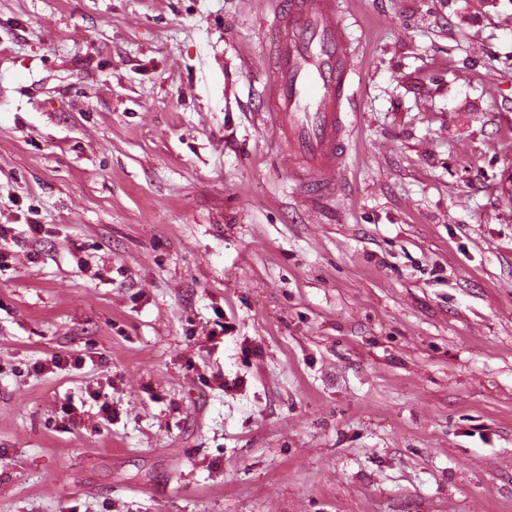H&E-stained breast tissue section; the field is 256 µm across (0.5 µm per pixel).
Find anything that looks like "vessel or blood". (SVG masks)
<instances>
[{"label": "vessel or blood", "instance_id": "vessel-or-blood-1", "mask_svg": "<svg viewBox=\"0 0 512 512\" xmlns=\"http://www.w3.org/2000/svg\"><path fill=\"white\" fill-rule=\"evenodd\" d=\"M274 75L263 122L311 213L334 197L348 165L349 109L359 72L338 0H274Z\"/></svg>", "mask_w": 512, "mask_h": 512}]
</instances>
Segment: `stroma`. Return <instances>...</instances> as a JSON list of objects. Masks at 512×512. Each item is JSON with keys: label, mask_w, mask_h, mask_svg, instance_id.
<instances>
[{"label": "stroma", "mask_w": 512, "mask_h": 512, "mask_svg": "<svg viewBox=\"0 0 512 512\" xmlns=\"http://www.w3.org/2000/svg\"><path fill=\"white\" fill-rule=\"evenodd\" d=\"M270 8L0 0V512H512V0H340L316 218Z\"/></svg>", "instance_id": "35a3bbf8"}]
</instances>
